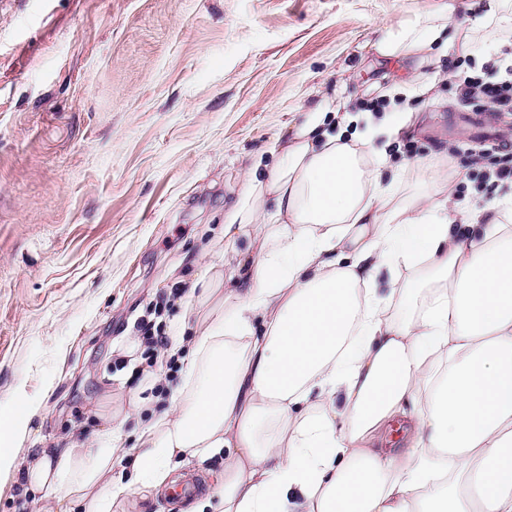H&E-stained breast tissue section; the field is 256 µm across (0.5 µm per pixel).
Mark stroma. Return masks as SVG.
I'll list each match as a JSON object with an SVG mask.
<instances>
[{"label": "stroma", "mask_w": 512, "mask_h": 512, "mask_svg": "<svg viewBox=\"0 0 512 512\" xmlns=\"http://www.w3.org/2000/svg\"><path fill=\"white\" fill-rule=\"evenodd\" d=\"M446 10L480 31L482 0H0V453L99 447L107 416L151 398L129 363L141 317L177 325L193 283L247 250L225 219L306 113L405 106L388 171L435 155L461 199H489L512 114L458 104L484 55L374 48ZM55 509L0 477V512Z\"/></svg>", "instance_id": "1"}]
</instances>
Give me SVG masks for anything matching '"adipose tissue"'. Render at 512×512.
<instances>
[{"mask_svg": "<svg viewBox=\"0 0 512 512\" xmlns=\"http://www.w3.org/2000/svg\"><path fill=\"white\" fill-rule=\"evenodd\" d=\"M451 15L386 27L385 57L468 41ZM310 112L265 179L248 176L224 233L227 289L203 291L193 344L149 412L128 479L109 491L123 421L95 449L66 447L0 475L112 512L129 488L173 484L181 462L224 461L223 481L187 512H512V193L449 208L437 179L384 176L368 115L322 131ZM409 271L381 290L383 271ZM404 420L401 447H384Z\"/></svg>", "mask_w": 512, "mask_h": 512, "instance_id": "ef3b65f1", "label": "adipose tissue"}]
</instances>
